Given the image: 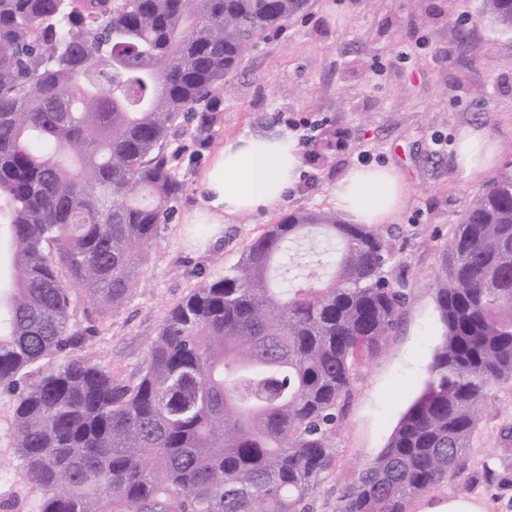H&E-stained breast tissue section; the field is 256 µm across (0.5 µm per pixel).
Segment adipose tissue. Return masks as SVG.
<instances>
[{
    "instance_id": "1",
    "label": "adipose tissue",
    "mask_w": 512,
    "mask_h": 512,
    "mask_svg": "<svg viewBox=\"0 0 512 512\" xmlns=\"http://www.w3.org/2000/svg\"><path fill=\"white\" fill-rule=\"evenodd\" d=\"M496 152L485 128L462 127L454 161L463 176L479 179ZM303 159L290 133H257L228 141L203 176L206 196L186 217L190 224H221L260 208L278 207L301 177ZM406 177L376 164L350 169L338 182L335 208L353 224H386L404 204Z\"/></svg>"
}]
</instances>
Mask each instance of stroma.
<instances>
[{
  "label": "stroma",
  "instance_id": "obj_1",
  "mask_svg": "<svg viewBox=\"0 0 512 512\" xmlns=\"http://www.w3.org/2000/svg\"><path fill=\"white\" fill-rule=\"evenodd\" d=\"M480 0H308L306 9L269 32L213 98L207 128L190 122L175 133L183 190L178 218L162 225L139 285L120 311L98 325L78 356L136 381L168 309L202 279L225 267L266 225L297 212L332 210L337 183L356 165L394 164L407 177L405 204L378 230L391 249L392 277L405 293L386 348L361 369L336 438L335 461L308 499L310 512H334L336 499L387 446L424 389L443 340L435 275L454 226L478 183L454 164L458 131L485 127L512 162V38L475 25ZM489 56H481L482 47ZM336 145L314 150L325 131ZM293 133L304 173L274 211L224 225L185 224L204 195L201 175L225 142L253 133ZM16 397L0 386V512H36L40 491L12 445ZM512 381L492 385L465 469L422 500H484L490 512H512Z\"/></svg>",
  "mask_w": 512,
  "mask_h": 512
}]
</instances>
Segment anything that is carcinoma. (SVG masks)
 Instances as JSON below:
<instances>
[{
	"instance_id": "cac0c4a2",
	"label": "carcinoma",
	"mask_w": 512,
	"mask_h": 512,
	"mask_svg": "<svg viewBox=\"0 0 512 512\" xmlns=\"http://www.w3.org/2000/svg\"><path fill=\"white\" fill-rule=\"evenodd\" d=\"M307 0H0V386L36 512H305L361 368L405 295L391 250L334 211L269 224L167 312L134 383L71 357L137 287L182 190L170 135ZM477 24L512 36V0ZM336 244L330 277L289 246ZM291 288L276 286L278 278ZM432 378L336 512H407L464 469L512 380V162L463 210ZM62 357L35 380L25 369Z\"/></svg>"
}]
</instances>
